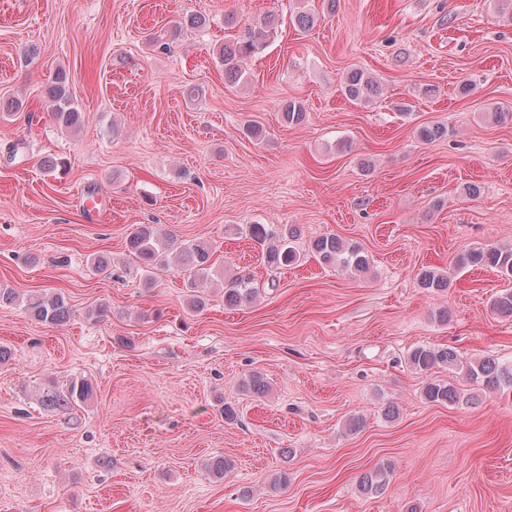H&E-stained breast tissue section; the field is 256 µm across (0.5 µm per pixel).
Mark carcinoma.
<instances>
[{
	"label": "carcinoma",
	"instance_id": "obj_1",
	"mask_svg": "<svg viewBox=\"0 0 512 512\" xmlns=\"http://www.w3.org/2000/svg\"><path fill=\"white\" fill-rule=\"evenodd\" d=\"M318 19V12L302 9L296 11L294 24L302 30H308L314 27ZM274 29L273 15H266L249 27L242 38L224 42L220 48V57L224 63L225 80L235 84L244 78L242 59L265 48ZM380 92L377 81L360 71H353L344 79V94L350 100L366 102L380 95ZM44 93L52 104L51 117L57 126L65 130L78 129L83 122V115L73 103L63 70L54 72ZM305 117L306 112L300 103L293 100L283 103L281 118L284 123L299 125ZM248 234L261 249L262 258L269 267L289 266L301 258L298 230L292 226L274 230L265 224H250ZM128 248L131 255L149 269L166 266L167 254H176L187 274V287L190 289L197 288L198 282L209 278L212 249L204 239L183 242L170 232L144 224L136 227L130 234ZM313 250L325 265H338L355 275L369 269V257L359 246L346 244L335 237L315 241ZM458 264L487 266L511 280L512 247H473L459 257ZM447 284L448 279L435 270H424L419 274L418 286L425 290L445 288ZM257 296V289L246 276L236 275L224 281V304L229 307L250 304ZM26 309L36 320L53 325L66 323L71 315L68 302L59 293L35 294L29 297ZM491 310L498 315L512 317L511 287L502 290L492 300ZM407 361L413 370L422 373L436 366H448L452 369L461 367V361L454 350L431 345L412 348L407 355ZM466 376L484 389L512 392V365L506 366L492 357L466 362ZM240 387L258 396L268 391L264 377L258 372H252L242 379ZM92 393L93 388L89 381L75 379L64 387L52 384L44 388L41 403L46 408L66 413L80 407L90 399ZM423 397L431 404L455 403L459 399V392L450 384L430 381L423 388ZM233 467V460L225 457L212 459L205 464L208 475L219 479L224 478V474ZM390 479V464H381L360 477L359 487L366 494H381L388 487Z\"/></svg>",
	"mask_w": 512,
	"mask_h": 512
}]
</instances>
